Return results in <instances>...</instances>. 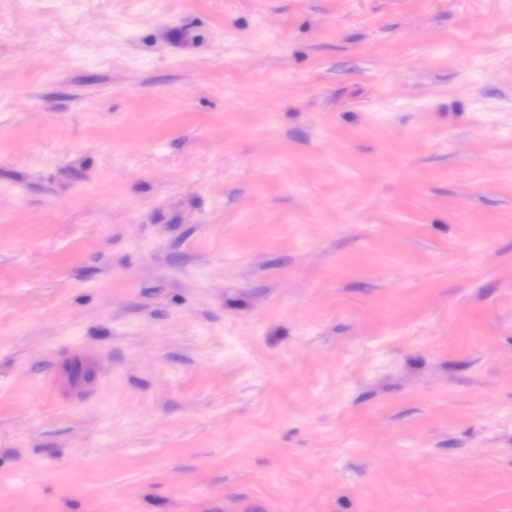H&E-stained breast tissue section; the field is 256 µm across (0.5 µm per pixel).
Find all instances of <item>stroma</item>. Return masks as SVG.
Wrapping results in <instances>:
<instances>
[{"label": "stroma", "instance_id": "obj_1", "mask_svg": "<svg viewBox=\"0 0 512 512\" xmlns=\"http://www.w3.org/2000/svg\"><path fill=\"white\" fill-rule=\"evenodd\" d=\"M0 512H512V0H0Z\"/></svg>", "mask_w": 512, "mask_h": 512}]
</instances>
